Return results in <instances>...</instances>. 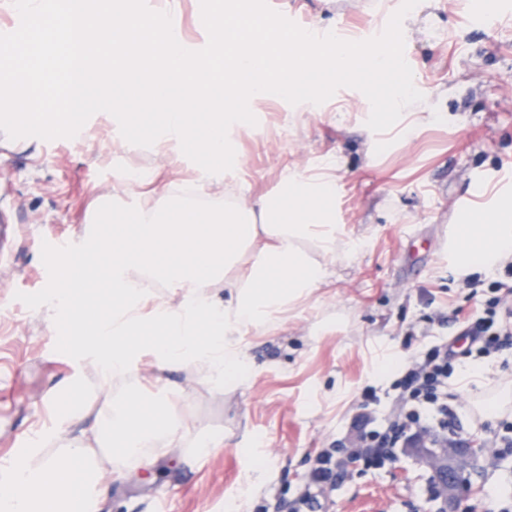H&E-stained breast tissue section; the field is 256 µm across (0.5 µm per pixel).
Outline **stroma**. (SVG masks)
I'll list each match as a JSON object with an SVG mask.
<instances>
[{
  "label": "stroma",
  "instance_id": "obj_1",
  "mask_svg": "<svg viewBox=\"0 0 512 512\" xmlns=\"http://www.w3.org/2000/svg\"><path fill=\"white\" fill-rule=\"evenodd\" d=\"M492 0H420L405 17V50L422 102L405 109L390 130L376 133L359 90L339 89L319 105L270 97L256 126L239 139L233 182L248 185L235 203L274 191L286 169L336 163L334 218L357 251L341 252L336 281L287 314L274 330L249 333L254 365L239 385L217 390L203 369L158 370L144 357L139 384L152 392L182 391L177 399L186 433L179 448L149 468L108 482L100 512H276L304 488L316 453L359 441L356 424L387 426L399 403L409 361L458 336L484 316L489 285L503 269L477 272L469 288L450 262L457 227L492 216L494 195L512 193V10L497 27L470 14ZM299 26L337 30L354 23L374 37L402 0H268ZM86 144L70 139H9L0 132V220L22 225L0 263V462L27 452L35 429L53 427L54 394L68 384L83 393L90 414L104 399L90 359L67 355L51 333L52 253L56 239L78 242L99 233V202L126 223L136 206L130 170L161 171L170 191L184 172L152 147L129 144L112 115L84 126ZM484 367L477 381L467 371ZM373 387L377 401L362 410ZM512 387V349L459 359L448 390L460 394L452 435L485 440L471 410L476 396ZM220 433L223 448L196 451L202 434ZM430 471L409 450L394 462L357 463L325 492L321 512H439ZM512 501V456L484 462L461 489L454 512H499Z\"/></svg>",
  "mask_w": 512,
  "mask_h": 512
}]
</instances>
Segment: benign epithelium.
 Wrapping results in <instances>:
<instances>
[{
  "mask_svg": "<svg viewBox=\"0 0 512 512\" xmlns=\"http://www.w3.org/2000/svg\"><path fill=\"white\" fill-rule=\"evenodd\" d=\"M486 449L473 441L439 442L434 448L421 449V462L434 479L436 494L443 503L455 496L464 483L465 471L484 457Z\"/></svg>",
  "mask_w": 512,
  "mask_h": 512,
  "instance_id": "obj_1",
  "label": "benign epithelium"
}]
</instances>
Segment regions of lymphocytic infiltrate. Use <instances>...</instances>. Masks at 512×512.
<instances>
[{
    "mask_svg": "<svg viewBox=\"0 0 512 512\" xmlns=\"http://www.w3.org/2000/svg\"><path fill=\"white\" fill-rule=\"evenodd\" d=\"M512 316V289L492 299L486 317L478 319L468 330L470 346L478 355H488L512 345V327L503 317ZM458 353L453 344L441 342L428 350L422 359L413 361L404 379L403 397L408 409L403 421L393 423L385 432L375 434L372 443L360 448L338 451L322 449L315 460L311 480L303 494L288 505V512H315L322 489L336 482L344 458L363 460L393 457L399 441L414 444L426 439L437 442L448 429L453 412L448 406V379L454 371Z\"/></svg>",
    "mask_w": 512,
    "mask_h": 512,
    "instance_id": "obj_1",
    "label": "lymphocytic infiltrate"
}]
</instances>
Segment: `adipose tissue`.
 <instances>
[{
    "label": "adipose tissue",
    "mask_w": 512,
    "mask_h": 512,
    "mask_svg": "<svg viewBox=\"0 0 512 512\" xmlns=\"http://www.w3.org/2000/svg\"><path fill=\"white\" fill-rule=\"evenodd\" d=\"M313 178L287 170L282 191L259 196L249 207H189L155 187L158 176L137 177L141 199L125 224L97 235L85 251L54 255L53 296L60 314L52 323L59 346L92 355L104 388L137 378L143 355L162 369L196 365L216 389L246 380L252 365L242 351L246 335L271 327L280 317L332 283L341 238L326 202L334 196L333 162ZM491 229L459 227L453 259L459 272L492 270L512 259V196L498 197ZM104 265L115 303L100 321L75 299L85 287L84 255ZM172 282L177 304L138 287L142 278ZM159 330L153 344L142 332ZM136 388L101 406L96 422L82 427L83 401L75 387L59 394V426L80 432L60 451L45 452L53 438L43 432L22 456L0 463V512H98L105 478L93 459L94 446L113 445L115 477L147 467L163 448L179 446L182 424L169 396Z\"/></svg>",
    "instance_id": "adipose-tissue-1"
}]
</instances>
